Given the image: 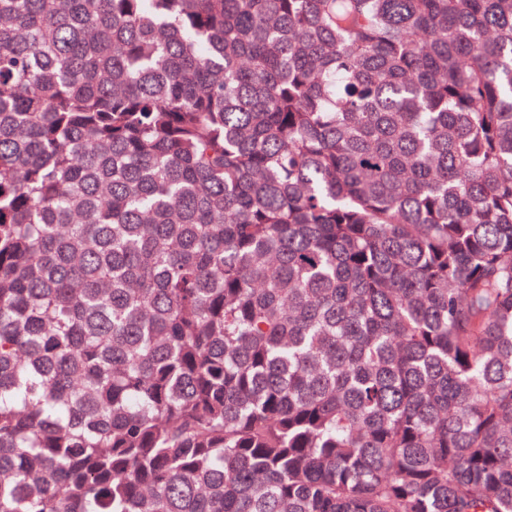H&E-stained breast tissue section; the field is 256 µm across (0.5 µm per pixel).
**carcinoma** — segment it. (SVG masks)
Instances as JSON below:
<instances>
[{"instance_id": "obj_1", "label": "carcinoma", "mask_w": 512, "mask_h": 512, "mask_svg": "<svg viewBox=\"0 0 512 512\" xmlns=\"http://www.w3.org/2000/svg\"><path fill=\"white\" fill-rule=\"evenodd\" d=\"M0 512H512V0H0Z\"/></svg>"}]
</instances>
